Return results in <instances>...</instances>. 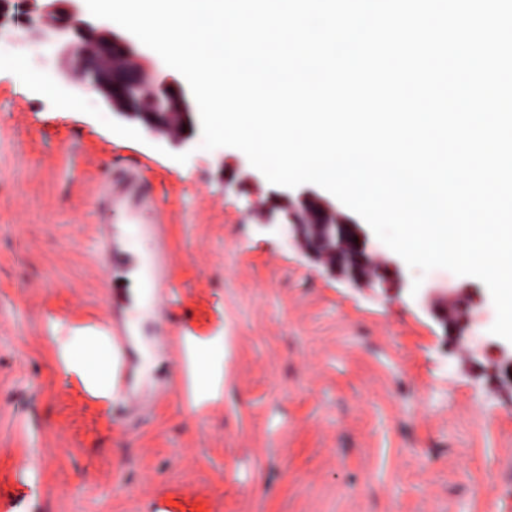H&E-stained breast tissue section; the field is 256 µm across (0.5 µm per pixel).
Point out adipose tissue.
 <instances>
[{
  "mask_svg": "<svg viewBox=\"0 0 512 512\" xmlns=\"http://www.w3.org/2000/svg\"><path fill=\"white\" fill-rule=\"evenodd\" d=\"M48 330L58 348L65 375L81 383L95 397H112V347L103 330H84L50 322ZM187 365L195 382L194 400L219 398L224 391V339L220 336L184 338Z\"/></svg>",
  "mask_w": 512,
  "mask_h": 512,
  "instance_id": "ef3b65f1",
  "label": "adipose tissue"
}]
</instances>
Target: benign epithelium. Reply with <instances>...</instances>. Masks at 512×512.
<instances>
[{"instance_id":"benign-epithelium-1","label":"benign epithelium","mask_w":512,"mask_h":512,"mask_svg":"<svg viewBox=\"0 0 512 512\" xmlns=\"http://www.w3.org/2000/svg\"><path fill=\"white\" fill-rule=\"evenodd\" d=\"M24 16L38 31L49 19L75 35L58 51L72 66L58 70L64 87L77 76L92 85L117 116L139 123L175 149H185L200 131L191 91L140 53L127 37L85 19L78 0H24ZM246 213L255 223L273 227L302 255L325 272L354 287L389 291L401 282L398 263L370 241L364 227L336 211V205L311 189L293 195L275 192L250 197ZM438 288H420L416 298L446 331L450 349L464 355L489 381L512 393V348L476 335L483 300L477 289L461 284L448 289L450 305L436 302Z\"/></svg>"}]
</instances>
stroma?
<instances>
[{
  "mask_svg": "<svg viewBox=\"0 0 512 512\" xmlns=\"http://www.w3.org/2000/svg\"><path fill=\"white\" fill-rule=\"evenodd\" d=\"M0 55V512H512V397L449 354L405 270L354 288L247 222L235 148L191 153ZM112 339L111 403L46 323ZM224 335V396L190 408L182 338Z\"/></svg>",
  "mask_w": 512,
  "mask_h": 512,
  "instance_id": "35a3bbf8",
  "label": "stroma"
}]
</instances>
